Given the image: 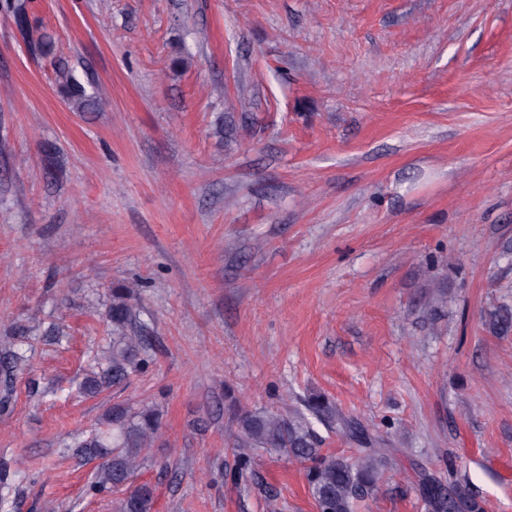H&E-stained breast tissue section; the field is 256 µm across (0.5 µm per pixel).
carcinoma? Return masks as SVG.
I'll use <instances>...</instances> for the list:
<instances>
[{
    "instance_id": "obj_1",
    "label": "carcinoma",
    "mask_w": 512,
    "mask_h": 512,
    "mask_svg": "<svg viewBox=\"0 0 512 512\" xmlns=\"http://www.w3.org/2000/svg\"><path fill=\"white\" fill-rule=\"evenodd\" d=\"M133 297L134 289L128 285L112 288L106 317L116 336L112 337V352L103 373L84 382L89 394L98 392L106 382L119 386L132 373L147 366V336L138 325ZM229 410L236 423L235 448L240 470L249 468L258 449L285 455L303 465L311 463L307 482L317 512H356L358 501L378 488L387 457L392 453L390 448L372 447L365 426L337 412L322 397L308 400L305 410L287 416L271 411H243L233 402ZM331 420L336 422L339 433L359 445L356 457L321 454L316 446L314 424ZM160 426V413L155 408L132 413L124 405L114 404L104 415L103 428L77 445L78 455L103 460L96 481L98 488H125L117 512H153V488L146 483L134 486L132 481L143 449L154 442ZM418 485L429 512H454L456 500L468 497L477 505V512H484L482 502L473 497L466 483L456 482L448 487L420 472Z\"/></svg>"
}]
</instances>
